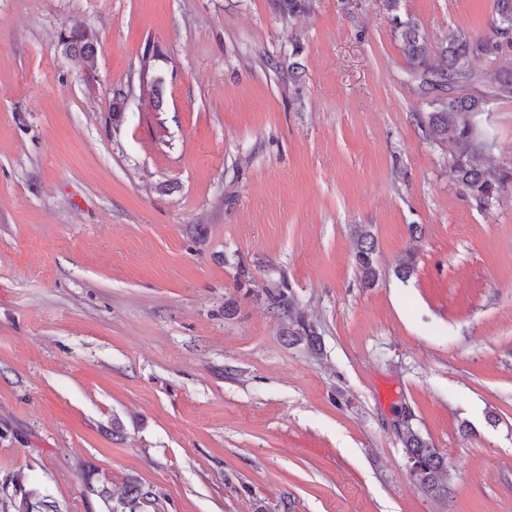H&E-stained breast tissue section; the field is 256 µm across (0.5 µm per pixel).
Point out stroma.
<instances>
[{"label":"stroma","mask_w":512,"mask_h":512,"mask_svg":"<svg viewBox=\"0 0 512 512\" xmlns=\"http://www.w3.org/2000/svg\"><path fill=\"white\" fill-rule=\"evenodd\" d=\"M495 12L397 11L432 47ZM391 15L0 0V512H104L134 481L142 512H512V184L486 209L459 188ZM74 21L95 71L58 43ZM481 123L512 165V98ZM281 287L318 346L289 344ZM405 421L447 498L411 484ZM375 252V240L371 231L365 226L360 227L356 234L355 261L360 277L367 285H372L378 279Z\"/></svg>","instance_id":"1"}]
</instances>
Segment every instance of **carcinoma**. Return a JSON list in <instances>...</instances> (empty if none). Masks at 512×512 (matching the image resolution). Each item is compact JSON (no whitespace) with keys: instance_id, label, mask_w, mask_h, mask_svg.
I'll return each mask as SVG.
<instances>
[{"instance_id":"carcinoma-1","label":"carcinoma","mask_w":512,"mask_h":512,"mask_svg":"<svg viewBox=\"0 0 512 512\" xmlns=\"http://www.w3.org/2000/svg\"><path fill=\"white\" fill-rule=\"evenodd\" d=\"M394 38L401 45L412 74L420 81L424 95L432 96L428 102L431 110L421 112L418 123L428 139L448 145L450 160L460 188L479 207H488L496 201L502 188L512 183V166H485L478 156L490 152L492 142L481 127L478 116L486 111L488 100L494 96L512 94V70L499 72L481 96L463 95L440 97L434 92L448 84L474 82L482 77L470 69L471 59L476 56H496L503 46H512V0H497L496 18L489 33L473 35L457 31L438 47L431 57L426 39L413 20L392 16ZM61 46L67 55L81 60L85 69L92 71L97 65V38L81 24H71L61 36ZM375 240L371 231L362 226L356 234V267L367 285L378 279L374 262ZM273 307L287 317L294 328L289 330L290 339L314 343L313 326L295 314L292 298L285 290L268 293ZM410 479L422 493L436 498L448 496L447 467L443 455L431 441L411 426L400 429ZM100 497L107 512H140L151 492L140 485H132L124 496L114 500L110 492L102 489Z\"/></svg>"}]
</instances>
